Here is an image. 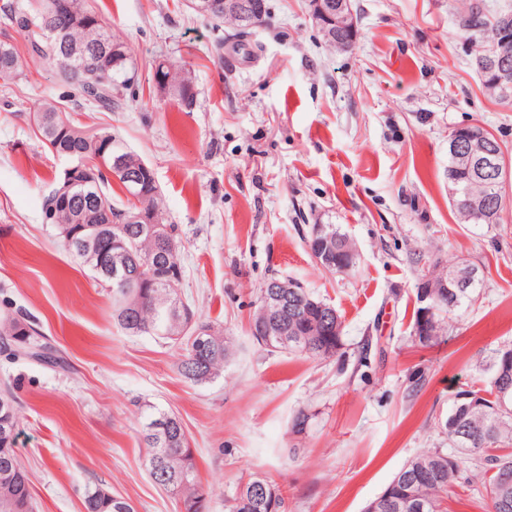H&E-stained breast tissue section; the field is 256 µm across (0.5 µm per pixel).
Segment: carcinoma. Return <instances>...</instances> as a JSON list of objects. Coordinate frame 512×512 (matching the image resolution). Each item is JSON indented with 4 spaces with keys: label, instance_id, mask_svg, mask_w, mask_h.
I'll return each mask as SVG.
<instances>
[{
    "label": "carcinoma",
    "instance_id": "carcinoma-1",
    "mask_svg": "<svg viewBox=\"0 0 512 512\" xmlns=\"http://www.w3.org/2000/svg\"><path fill=\"white\" fill-rule=\"evenodd\" d=\"M55 0H7L0 5V80L3 84L15 79L22 73L20 51L12 42L17 33L25 41V53L37 59L41 66L55 72L60 81L77 90L89 105L110 110L112 104L126 94L133 92L135 69L132 67L129 47L121 38L115 36L104 24L97 12L86 0H80L79 10H52ZM197 15L217 23L228 21L233 31L224 37L218 48L231 50L246 49L250 45L253 27L234 15H224L222 10L197 12ZM499 15L487 16L480 9L470 12L464 20V26L470 29L489 32V48L479 52L474 58V66H479L484 57L492 53L495 31ZM66 31L67 40L85 47L88 52V64L76 73L60 68L61 49L44 42L38 29L44 22ZM325 44L337 52L352 50L357 35L348 32L329 37L319 31ZM155 89L161 95H173L182 105L190 108L195 103L192 81L179 78L170 69L160 63L155 67ZM35 125L44 142L51 143L57 156L71 162L76 175L69 186L68 193L78 198L72 210L58 207L56 194L64 189L62 180L57 178L51 189L43 195L41 212L45 224H78L82 212L91 208L97 214L96 224L101 226V244L99 260L89 265L85 254L80 252L77 243L62 242L64 248L84 266L91 267L93 277L107 285L112 284L111 256L112 239L126 242L130 250V259L135 262L138 277L154 283L152 288H139L130 285L112 298V319L115 324L129 334H148L168 343L180 346L183 359L179 365L180 375L194 385H206L216 381L224 374V368L235 355L231 337L224 335V328L211 323L194 322V327L206 330L211 336L210 353L202 357L189 337L184 335L186 318L183 312L190 309L177 288L170 284L169 274L184 270L179 241L175 225L163 221L164 229L158 236L146 231L145 224H117L113 219L134 208L131 199H123L112 194V173L100 174L96 181L86 182L79 169L88 161L102 157L105 166L112 168V158L127 157L136 164L140 157L115 143L112 132L99 130L85 136L83 129L74 126L65 113L61 112V102L45 100L34 111ZM140 190L148 195L150 208L162 212L158 205V186L155 176L145 179ZM448 194L455 206L459 220H465L459 203L469 197L487 201L492 211V223L501 221L503 193L499 185L489 183L457 167L453 154H448ZM448 280L446 288L430 289L435 309L430 330L431 336H416L414 340L423 346H433L441 341L448 325L455 318L471 292L480 282V276L472 277V282L459 283L447 273H439L436 280ZM166 292L173 296L178 311L157 308L152 295ZM313 323L305 325L302 312L295 303L280 318L288 335L304 334V346L286 351L288 355L306 359H325L336 356L344 347L343 331L336 330V316L327 311L313 312ZM0 325L9 326L25 336V340L13 341V355H24L47 365L57 363L55 350L43 342L39 332L25 334L20 319L6 316ZM512 351V345H503L493 352L489 365L490 379L483 388L462 387L457 394H467L478 406L472 409L463 421V427L469 438L456 437L448 430L447 422L441 423V429L448 436L454 448L466 451V457L479 460L481 482L486 492L487 512H512V507L504 509L497 489V475L504 467L512 469V391L501 395L496 384V373L502 367V355ZM18 411L12 397L0 396V431L16 432ZM141 440L147 448L146 468L152 470L153 460L164 456L163 471L166 475L167 490L175 494L180 503V512H207L208 490L202 484L196 465V449L192 448L181 419L173 413L157 411L150 413L141 430ZM15 440L0 435V473L10 471L13 480V508L10 512H34L30 480L14 449ZM459 472V461L445 448H431L405 462L385 489V495L399 501L396 512H443L448 498V488ZM260 480L264 484V494L259 500L250 495L234 496L228 512H282L284 497L279 487L262 477H252L244 486ZM86 512H122L112 500L111 492L102 484L94 483L86 489L84 497Z\"/></svg>",
    "mask_w": 512,
    "mask_h": 512
}]
</instances>
